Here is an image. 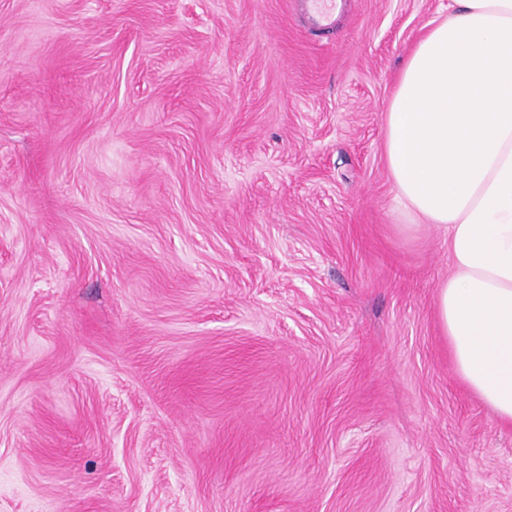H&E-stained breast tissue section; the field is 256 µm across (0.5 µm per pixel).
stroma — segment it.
Returning a JSON list of instances; mask_svg holds the SVG:
<instances>
[{"mask_svg": "<svg viewBox=\"0 0 512 512\" xmlns=\"http://www.w3.org/2000/svg\"><path fill=\"white\" fill-rule=\"evenodd\" d=\"M0 0V512H512V425L385 158L450 0ZM308 5L312 25L317 30H327L334 26L336 8L343 0H301Z\"/></svg>", "mask_w": 512, "mask_h": 512, "instance_id": "obj_1", "label": "stroma"}]
</instances>
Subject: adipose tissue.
<instances>
[{
	"label": "adipose tissue",
	"instance_id": "ef3b65f1",
	"mask_svg": "<svg viewBox=\"0 0 512 512\" xmlns=\"http://www.w3.org/2000/svg\"><path fill=\"white\" fill-rule=\"evenodd\" d=\"M405 213L448 230L435 307L455 370L512 425V0H454L403 66L385 115Z\"/></svg>",
	"mask_w": 512,
	"mask_h": 512
}]
</instances>
